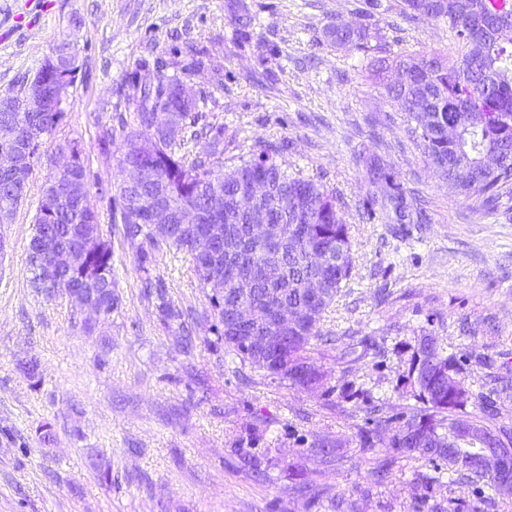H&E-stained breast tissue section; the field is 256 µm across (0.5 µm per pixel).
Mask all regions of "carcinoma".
Returning a JSON list of instances; mask_svg holds the SVG:
<instances>
[{
	"label": "carcinoma",
	"instance_id": "obj_1",
	"mask_svg": "<svg viewBox=\"0 0 512 512\" xmlns=\"http://www.w3.org/2000/svg\"><path fill=\"white\" fill-rule=\"evenodd\" d=\"M383 0H365L359 16L372 18L387 12ZM400 16L409 23L448 24L458 47L456 57L441 52H402L396 59L375 58L369 69L383 79L390 68L397 70L394 82L385 83L387 95L400 103L412 136L439 176L465 195L482 198L493 209L502 190L512 188V0H402ZM328 39L338 45L368 53L373 50L369 25L358 21L351 26L332 23ZM57 67L44 62L31 76L23 78L17 90L0 97V150L10 145L25 146L27 129L36 127L53 136L66 117L65 110L20 111L19 100L39 89L70 96L78 65L70 44L53 49ZM169 72L156 69L157 76H141L120 86L121 103L132 113L131 121H121L122 143L118 149L120 171L148 167L150 179L132 187L117 183L123 201L122 223L126 235L142 238L151 245L187 252L203 285L216 276L224 278V295L210 299L215 341L260 371L278 375L304 389L322 383L323 373L312 369L311 341L320 338V322L352 270V242L347 225L337 209L336 192L321 182L300 174L290 175L276 160L280 147L266 141L255 143L253 156L229 165L224 163V143L215 135L209 152L187 157L181 153L185 140L196 137L192 130L198 120L200 100L179 93L181 61L165 63ZM176 114L172 129L156 135L153 113ZM459 129L455 141L448 140V125ZM54 150L74 154L72 166L64 171L49 168L35 215L34 232L28 247L32 287L51 296L60 290L55 275L42 271L45 253L69 249L76 255L70 280L103 291L98 300L106 315L118 310L120 298L112 274V248L104 239L97 215L83 209L89 194L87 167L80 143L65 137L55 141ZM40 146L25 155L19 167L0 171V208H17L25 196L35 166L43 159ZM372 183L385 184L382 207L392 212L400 224L425 219L423 209L412 210L400 184L380 163L367 165ZM262 181L266 197L244 208L240 200ZM224 196V209H210L214 192ZM157 195L162 202L158 214H133L137 196ZM197 213L194 229L181 220L182 210ZM282 224L284 236L275 244H262L251 236L254 224ZM205 234L223 242L210 257L199 258L192 250L194 235ZM330 245L340 262L324 268L315 252ZM320 284L309 294L305 284ZM247 300L257 309V319L249 326L234 322L232 307ZM288 307L298 314L294 325L277 320V309ZM287 336L281 350L259 353L249 342L251 336ZM458 370L445 354L438 339L424 336L410 369V384L419 405L403 416L404 431L391 438L390 461L419 457L432 463L441 461L448 470L472 480L484 481L497 490L477 454L448 441V425L466 415L462 408L471 394L462 388L450 393L448 379ZM361 433L360 452L375 450L382 442L377 430Z\"/></svg>",
	"mask_w": 512,
	"mask_h": 512
}]
</instances>
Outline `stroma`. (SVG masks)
<instances>
[{
    "mask_svg": "<svg viewBox=\"0 0 512 512\" xmlns=\"http://www.w3.org/2000/svg\"><path fill=\"white\" fill-rule=\"evenodd\" d=\"M230 0H0V95L31 75L60 41L73 43L79 72L62 135L81 140L90 203L112 246L121 298L91 319L65 295L32 288L27 264L46 166H37L10 223H0V512H446L449 498L485 499L512 512L483 483L413 490L435 463L361 454L365 411L382 407L398 429L414 403L406 381L421 337H437L474 395L493 376L512 381V190L493 212L438 176L408 132L405 114L375 82L361 53L330 46L328 23L356 20L364 0H247L248 32L231 22ZM372 21L380 56L405 50L454 53L444 23L408 24L400 0ZM195 42L201 70L182 80L200 98L209 150L219 133L228 158L256 141L280 146L288 172L334 189L353 243L352 271L320 324L310 357L323 383L302 390L241 364L213 343L209 291L188 254L142 249L127 237L113 187L119 129L116 88ZM378 158L425 224L391 223L366 163ZM148 251L149 265L140 253ZM193 317L192 346L180 322L163 321L158 291ZM36 374H28L27 361ZM52 433L44 442V433ZM342 440L324 464L322 442ZM104 456L112 478L94 465ZM323 497L295 493L289 463Z\"/></svg>",
    "mask_w": 512,
    "mask_h": 512,
    "instance_id": "obj_1",
    "label": "stroma"
}]
</instances>
